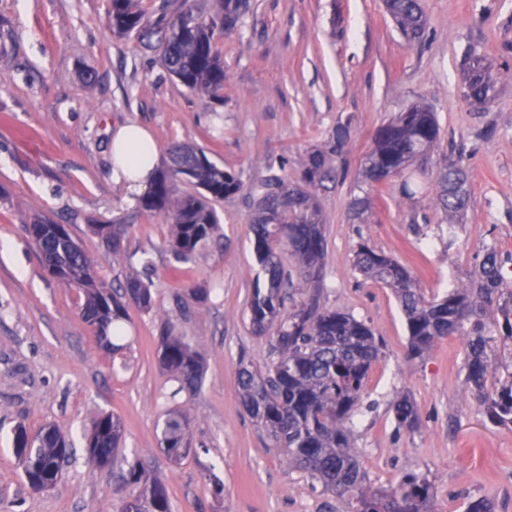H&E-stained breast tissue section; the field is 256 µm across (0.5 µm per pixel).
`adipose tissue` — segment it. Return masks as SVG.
Returning <instances> with one entry per match:
<instances>
[{"label": "adipose tissue", "instance_id": "ef3b65f1", "mask_svg": "<svg viewBox=\"0 0 512 512\" xmlns=\"http://www.w3.org/2000/svg\"><path fill=\"white\" fill-rule=\"evenodd\" d=\"M112 177L135 194L151 185L160 161L158 146L149 130L136 122L120 126L111 143Z\"/></svg>", "mask_w": 512, "mask_h": 512}]
</instances>
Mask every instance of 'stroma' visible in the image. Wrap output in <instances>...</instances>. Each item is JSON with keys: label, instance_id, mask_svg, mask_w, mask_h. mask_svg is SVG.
Returning <instances> with one entry per match:
<instances>
[{"label": "stroma", "instance_id": "obj_1", "mask_svg": "<svg viewBox=\"0 0 512 512\" xmlns=\"http://www.w3.org/2000/svg\"><path fill=\"white\" fill-rule=\"evenodd\" d=\"M245 2L234 28L215 30L224 62L215 98L172 78L160 49L114 35L110 0H0V512H118L134 461L164 484L172 512H336V495L289 466L245 411L238 371L243 360L263 366L272 341L246 316L254 289L266 285L250 241L252 188L273 174L300 183L308 153L344 122L346 174L316 192L322 302L365 321L380 345L354 417L366 485L385 491L415 474L430 485L433 512H465L479 499L512 512V428L484 415L468 380L466 336L407 359L395 295L351 267L368 245L430 297L476 277L486 245L512 265V0H421L418 42L402 37L384 0ZM472 53L498 83L486 107L465 97ZM414 103L435 112L439 146L426 164L371 185L362 160L376 130ZM130 122L150 130L161 166L173 145L192 144L242 182L215 202L217 231L187 263L175 260L165 214L142 211L112 178V134ZM453 160L469 172L470 205L450 234L436 174ZM358 196L374 199L359 218ZM37 216L67 225L107 287L136 274L150 283L151 309L126 305L119 353L83 322L82 293L44 269L29 234ZM95 224L126 225L119 250L92 232ZM196 288L206 289L204 302L193 299ZM167 328L203 359L194 391H179L160 365ZM403 394L420 416L411 431L397 429L390 411ZM175 408L191 440L178 462L160 428ZM102 412L123 423L122 448L104 468L84 456ZM20 424L32 434L55 425L72 443L50 489L32 490L23 478L12 447Z\"/></svg>", "mask_w": 512, "mask_h": 512}]
</instances>
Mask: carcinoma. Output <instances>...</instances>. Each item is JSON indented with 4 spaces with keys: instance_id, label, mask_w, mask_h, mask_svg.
<instances>
[{
    "instance_id": "1",
    "label": "carcinoma",
    "mask_w": 512,
    "mask_h": 512,
    "mask_svg": "<svg viewBox=\"0 0 512 512\" xmlns=\"http://www.w3.org/2000/svg\"><path fill=\"white\" fill-rule=\"evenodd\" d=\"M111 2L109 25L114 33L133 36L145 48L159 45L162 65L185 87L213 96L224 89V65L214 46V31L219 24L227 30L236 25L240 4L215 0L214 14L207 22L189 0H184L175 18L152 22L137 9L136 0ZM385 5L405 38L418 41L423 37L425 18L420 0H385ZM466 96L483 106L495 99V86L480 57L469 61ZM440 139L435 113L414 104L377 130L374 147L364 159L363 176L379 182L386 174L400 175L413 164L424 163ZM347 140V125H338L324 146L308 155L302 173L304 186L292 185L278 176H270L260 185L251 231L257 262L267 275V287L254 290L248 318L256 333L264 334L271 328L275 332L265 370L251 364L241 366L240 396L249 415L275 446L286 452L288 465L309 473L324 489L335 493L346 506L344 512H430L429 485L424 479L409 474L391 490L372 491L364 482L352 447L353 414L362 404L365 383L380 348L365 322L321 304L320 270L326 246L317 201L311 192L335 180L337 161L343 159ZM176 175L195 182L203 192L172 198L169 181ZM438 184V200L445 216H462L470 202L465 166L449 163L440 172ZM240 188V179L211 162L203 149L179 144L170 151L167 172L156 179L140 207L170 217L175 259L186 263L215 232L218 217L213 202ZM49 223L51 220L44 218L30 225L45 267L71 271L69 275H56V279L83 292L82 318L95 327L97 339L114 352L123 349L126 309L121 298L127 296L148 309L150 286L131 277L122 291L109 289L97 280L89 257L71 234L49 232ZM92 228L100 238L112 239V249L120 248L122 225L94 224ZM283 246L297 260L296 281L281 264ZM352 268L394 293L405 316L411 357L423 356L445 336L463 332L470 336L468 377L477 389V399L492 422L504 424L512 419V383L487 387L491 377L488 349L494 337L488 335L486 319L494 310L503 313V335L512 339V290L503 287L495 248H486L476 280L431 299L424 296L406 268L367 245L355 252ZM162 363L175 375L180 389L197 387L200 362L181 338H165ZM392 413L402 428L412 429L418 422L417 408L406 396L393 402ZM187 425L185 415L167 413L161 443L177 460L188 452ZM27 434V429L19 426L13 437V451L23 464L26 482L30 486L54 483L58 469L73 452L71 444L52 425L42 427L31 439ZM121 436L119 417L99 415L86 437L87 461L96 466L113 463ZM126 480L133 491L122 501L120 512H171L164 486L146 478L140 462L129 464Z\"/></svg>"
}]
</instances>
